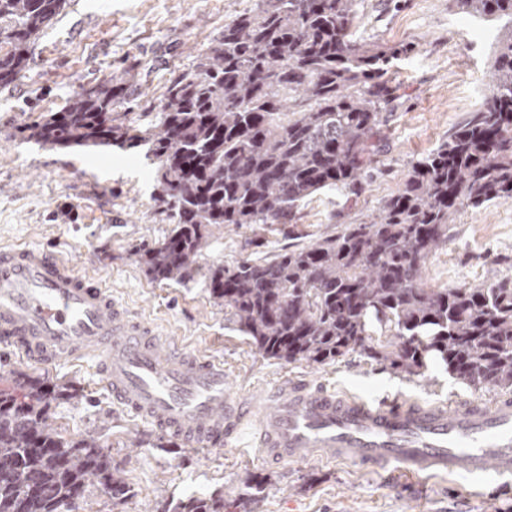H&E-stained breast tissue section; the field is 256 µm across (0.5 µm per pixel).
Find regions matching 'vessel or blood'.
I'll list each match as a JSON object with an SVG mask.
<instances>
[{"label": "vessel or blood", "instance_id": "obj_1", "mask_svg": "<svg viewBox=\"0 0 512 512\" xmlns=\"http://www.w3.org/2000/svg\"><path fill=\"white\" fill-rule=\"evenodd\" d=\"M0 344L45 366L94 357L119 406L191 447L225 445L255 418L269 462L317 450L412 477L491 471L512 479L511 397L375 402L284 383L264 412L258 402L226 394L223 359L158 339L113 299L108 284L45 250H0Z\"/></svg>", "mask_w": 512, "mask_h": 512}]
</instances>
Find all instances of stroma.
Segmentation results:
<instances>
[{
    "instance_id": "35a3bbf8",
    "label": "stroma",
    "mask_w": 512,
    "mask_h": 512,
    "mask_svg": "<svg viewBox=\"0 0 512 512\" xmlns=\"http://www.w3.org/2000/svg\"><path fill=\"white\" fill-rule=\"evenodd\" d=\"M255 0H70L36 40L15 85L0 89V248L26 244L71 261L112 286V296L184 350L222 356L230 397L264 398L284 381L305 379L366 399L443 403L492 401L443 369L398 374L351 353L326 365L286 364L256 353L227 309L214 303L204 275L156 282L135 251L161 239L169 224L155 205V166L145 148L53 149L19 136L40 113L55 112L81 88L114 73L132 77L131 112L154 111L168 80L189 71L216 45L225 21ZM357 36L404 45L398 86L380 125L382 153L360 195L323 191L294 224H246L214 231L200 261L233 265L309 245L342 225L372 221L411 164L447 141L481 105L496 31L453 0H359ZM495 277L512 283V202L460 210L448 240L428 260L423 280L449 288ZM14 371L72 381L81 400L63 402L54 420L64 436L99 433L136 495L113 505L89 486L79 512H166L190 496L223 494L232 512H512V482L487 475L389 476L341 461L266 463L254 425L231 444L188 448L114 404L93 359L43 367L0 348V375ZM266 479L259 501L241 490L243 472Z\"/></svg>"
}]
</instances>
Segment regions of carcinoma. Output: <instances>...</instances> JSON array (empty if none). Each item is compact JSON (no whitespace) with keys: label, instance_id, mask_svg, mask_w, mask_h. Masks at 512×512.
Returning <instances> with one entry per match:
<instances>
[{"label":"carcinoma","instance_id":"cac0c4a2","mask_svg":"<svg viewBox=\"0 0 512 512\" xmlns=\"http://www.w3.org/2000/svg\"><path fill=\"white\" fill-rule=\"evenodd\" d=\"M68 2L0 0V88L26 70L31 44ZM453 2L504 30L466 124L413 163L370 223L273 259L208 267L210 295L262 356L326 364L359 352L409 376L440 365L467 384L512 388V285L428 288L421 278L462 206L512 201V0ZM356 15L357 0H256L168 83L148 121L130 116L128 79L111 75L23 131L51 148L148 147L153 200L173 228L137 262L154 281L188 282L212 228L290 224L319 191L364 190L381 112L396 98L392 63L406 49L358 41ZM13 379L0 391V512H74L91 482L126 503L101 436L65 437L51 419L52 403L81 390ZM173 512H224V497Z\"/></svg>","mask_w":512,"mask_h":512}]
</instances>
